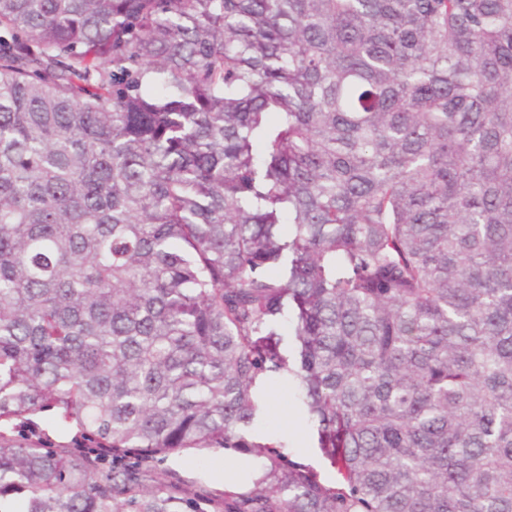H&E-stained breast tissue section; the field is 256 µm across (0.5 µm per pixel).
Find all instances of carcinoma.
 I'll list each match as a JSON object with an SVG mask.
<instances>
[{"label": "carcinoma", "instance_id": "obj_1", "mask_svg": "<svg viewBox=\"0 0 512 512\" xmlns=\"http://www.w3.org/2000/svg\"><path fill=\"white\" fill-rule=\"evenodd\" d=\"M0 512H512V0H0ZM267 428L282 440L288 439V456L316 469L327 483L336 482V470L318 448L317 433L296 409L297 390L292 379L267 384ZM245 459L246 456L239 453L217 450L206 453L201 459L181 454L170 455L160 468L176 474L189 487L197 482L211 493L220 495L224 492V487L231 483L227 477L225 478V464L233 462L237 466L236 479L245 480L250 469Z\"/></svg>", "mask_w": 512, "mask_h": 512}]
</instances>
